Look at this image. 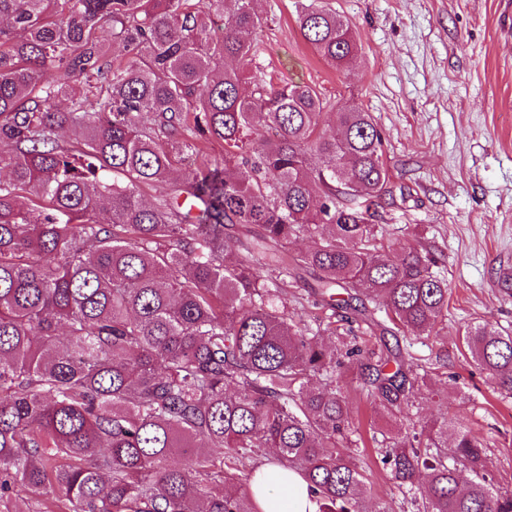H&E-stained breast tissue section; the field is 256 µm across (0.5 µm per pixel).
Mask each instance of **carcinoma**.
<instances>
[{
	"label": "carcinoma",
	"mask_w": 512,
	"mask_h": 512,
	"mask_svg": "<svg viewBox=\"0 0 512 512\" xmlns=\"http://www.w3.org/2000/svg\"><path fill=\"white\" fill-rule=\"evenodd\" d=\"M232 2L0 0V512L43 494L46 512H258L235 479L261 448L303 475L318 512H392L366 505L365 470L341 452L333 374L356 367L375 409L401 416L429 371L347 335L385 332L379 305L431 334L448 284L430 253H387L371 115L257 75L270 0ZM296 8L328 64L356 63L349 21L323 0ZM211 142L221 160L144 201ZM295 270L317 282L333 350L273 304ZM463 341L511 396L512 333L474 321ZM381 453L420 512H512L486 443L448 415Z\"/></svg>",
	"instance_id": "cac0c4a2"
}]
</instances>
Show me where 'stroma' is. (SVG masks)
<instances>
[{
    "mask_svg": "<svg viewBox=\"0 0 512 512\" xmlns=\"http://www.w3.org/2000/svg\"><path fill=\"white\" fill-rule=\"evenodd\" d=\"M329 2L359 37L357 62L330 66L301 36L296 0H270L257 33L260 72L312 86L334 107L355 104L371 113L390 176V193L377 208L390 254L426 247L448 283L447 321L428 336L388 339L438 367L403 417L376 414L357 392L356 368L336 373L358 447L372 462L368 499L415 512L378 462L371 436L446 412L484 439L490 477L512 490V398L490 387L462 343L475 320L512 332V296L498 280L502 268H512V0Z\"/></svg>",
    "mask_w": 512,
    "mask_h": 512,
    "instance_id": "35a3bbf8",
    "label": "stroma"
}]
</instances>
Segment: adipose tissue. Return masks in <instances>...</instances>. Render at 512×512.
<instances>
[{
  "label": "adipose tissue",
  "instance_id": "1",
  "mask_svg": "<svg viewBox=\"0 0 512 512\" xmlns=\"http://www.w3.org/2000/svg\"><path fill=\"white\" fill-rule=\"evenodd\" d=\"M263 484L254 493L260 512H317L315 501L309 496L307 483L298 472H284L278 466L259 470Z\"/></svg>",
  "mask_w": 512,
  "mask_h": 512
}]
</instances>
